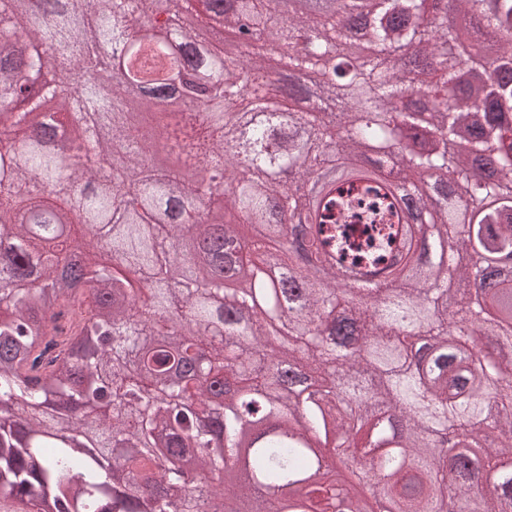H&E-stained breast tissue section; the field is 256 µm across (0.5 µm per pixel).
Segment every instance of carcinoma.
Wrapping results in <instances>:
<instances>
[{
	"mask_svg": "<svg viewBox=\"0 0 512 512\" xmlns=\"http://www.w3.org/2000/svg\"><path fill=\"white\" fill-rule=\"evenodd\" d=\"M284 0H0V143L21 142L0 157V503L20 500L44 512H196L198 486L175 460L189 452L203 477L233 462L240 480L215 496L253 502L248 512H336L322 469L323 448H362L355 473L379 512H512V288L492 296L511 317L493 322L484 299L459 294L448 308L450 280L463 288L483 278L453 253L469 241L512 254V207L485 213L475 237L462 233L457 197L512 196V161L503 157L512 127L490 117L512 109V83L485 87L480 101L461 86L460 58L448 51L456 31L447 3L496 29L494 44L512 72V0H338V11L372 20V50L354 62L338 49L357 31L319 5L286 14ZM218 19L248 50L210 63L202 80L185 62L167 78L146 76L129 90L117 54L141 47V29H163L203 55L186 15ZM305 32L315 52L290 54L279 76L265 65L264 35ZM417 47L407 65L428 77L424 117L403 99L416 85L389 67ZM112 49L113 83L97 81L100 56ZM51 78L23 83L21 69ZM322 75L336 83V107L319 118L284 114L280 102L316 96L291 78ZM174 91L195 105L147 138L127 122L150 109L153 93ZM67 86L59 116L85 114L96 132L89 166L31 136L52 129L44 101ZM134 96H128V92ZM453 101H448V92ZM256 113L243 127L233 109ZM344 130L339 143L304 151L299 131ZM408 147L394 160L396 141ZM170 147L196 168L180 173L150 159ZM333 165L340 173L311 201L310 223L280 227L279 207L299 182ZM439 171L452 185L443 201L418 196L439 222L415 242L396 193L399 182ZM68 181L64 200L79 233L61 248L35 236L62 205L42 196ZM215 194L224 210L257 228L244 240L236 225L215 229L211 249L222 271L202 279L189 249L193 230L210 221ZM363 223L355 228L350 219ZM307 239L305 265L287 250ZM290 265L275 284L269 265ZM362 276L341 288L336 272ZM180 278L181 288L169 282ZM149 296L142 298L141 283ZM470 337L465 355L450 337ZM480 446L470 463L448 465L443 449Z\"/></svg>",
	"mask_w": 512,
	"mask_h": 512,
	"instance_id": "1",
	"label": "carcinoma"
}]
</instances>
